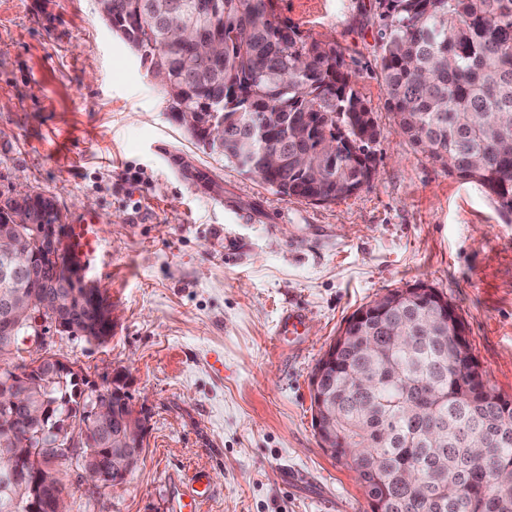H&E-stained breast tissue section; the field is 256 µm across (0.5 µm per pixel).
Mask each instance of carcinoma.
Here are the masks:
<instances>
[{"instance_id": "carcinoma-1", "label": "carcinoma", "mask_w": 512, "mask_h": 512, "mask_svg": "<svg viewBox=\"0 0 512 512\" xmlns=\"http://www.w3.org/2000/svg\"><path fill=\"white\" fill-rule=\"evenodd\" d=\"M278 0H110L106 23L149 72L164 76L175 121L191 112L198 149L254 174L285 197L329 203L370 184L378 136L370 108L336 44L312 39L277 12ZM380 70L387 104L401 132L448 174L483 187L512 216V0H378ZM184 19L221 49L201 51L176 33ZM224 122V143H207L209 124ZM26 207L33 224L60 213L37 194L0 200V227ZM35 275L0 283V294L42 296L54 266L27 243ZM437 290L390 291L373 301L366 322L319 360L327 396L320 436L331 456L354 470L384 512H512V405L490 381L475 392L448 320L433 317ZM82 326L94 313L59 304ZM20 328L0 339V363L21 370L14 381L29 400L47 405L39 422L19 414L0 426V451L28 448L38 465L64 464L35 433L51 419L77 416L87 380L58 361L21 356ZM352 375L367 378L360 387ZM112 433L135 415L130 396H101ZM80 435L93 453L79 466L106 486L101 458L109 445L93 421Z\"/></svg>"}]
</instances>
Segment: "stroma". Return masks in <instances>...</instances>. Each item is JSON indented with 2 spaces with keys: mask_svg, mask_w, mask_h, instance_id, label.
<instances>
[{
  "mask_svg": "<svg viewBox=\"0 0 512 512\" xmlns=\"http://www.w3.org/2000/svg\"><path fill=\"white\" fill-rule=\"evenodd\" d=\"M331 39L378 128L376 174L329 204L287 198L202 153L96 0H0V199L34 190L98 221L86 276L117 319L102 344L48 332L100 382L124 374L149 412L146 451L117 488L62 468L68 512H175L209 470L202 512H370L321 446L310 376L357 309L422 282L463 319L491 384L512 397V221L477 183L415 148L386 105L376 0H278ZM299 308L296 347L279 319Z\"/></svg>",
  "mask_w": 512,
  "mask_h": 512,
  "instance_id": "35a3bbf8",
  "label": "stroma"
}]
</instances>
